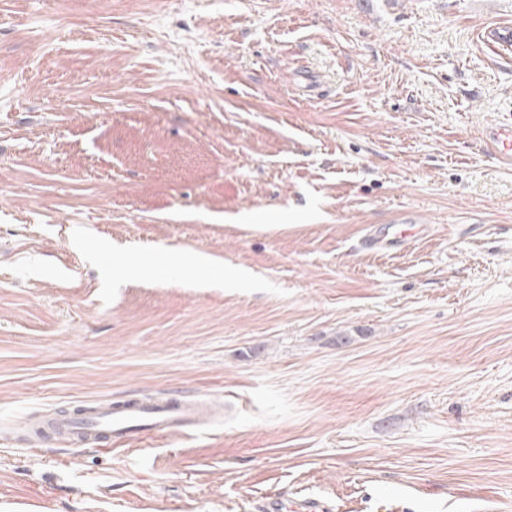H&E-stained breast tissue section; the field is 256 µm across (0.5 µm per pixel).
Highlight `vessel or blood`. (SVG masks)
Segmentation results:
<instances>
[{
    "label": "vessel or blood",
    "instance_id": "1",
    "mask_svg": "<svg viewBox=\"0 0 512 512\" xmlns=\"http://www.w3.org/2000/svg\"><path fill=\"white\" fill-rule=\"evenodd\" d=\"M484 142L503 161L512 162V119L488 125ZM415 225L398 220L375 233L371 245L386 251L402 243ZM196 408L177 396L158 399L131 397L94 406H81L57 414L45 422L42 432L60 443H109L113 449L129 445L133 437L166 435L181 430L196 421Z\"/></svg>",
    "mask_w": 512,
    "mask_h": 512
}]
</instances>
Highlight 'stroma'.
I'll list each match as a JSON object with an SVG mask.
<instances>
[{
  "mask_svg": "<svg viewBox=\"0 0 512 512\" xmlns=\"http://www.w3.org/2000/svg\"><path fill=\"white\" fill-rule=\"evenodd\" d=\"M497 25L512 0H0V512H512ZM165 393L215 415L120 452L31 428ZM482 135L485 145L503 161L512 162V119L488 125ZM383 230L375 233L371 238V246L377 251H386L402 243L407 237V233L414 232L417 234L424 231V224H416L413 221L398 220L393 224H388ZM415 226L417 228H415Z\"/></svg>",
  "mask_w": 512,
  "mask_h": 512,
  "instance_id": "1",
  "label": "stroma"
}]
</instances>
